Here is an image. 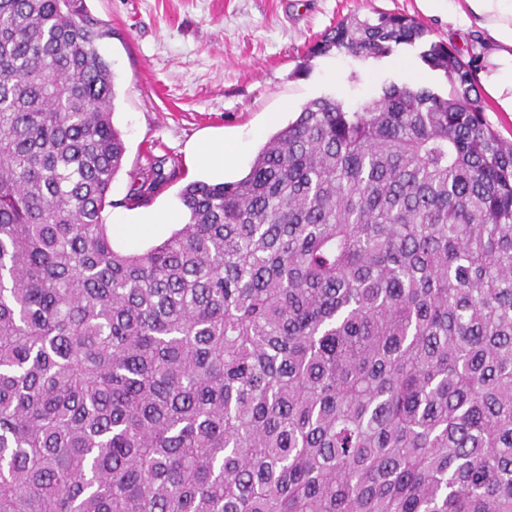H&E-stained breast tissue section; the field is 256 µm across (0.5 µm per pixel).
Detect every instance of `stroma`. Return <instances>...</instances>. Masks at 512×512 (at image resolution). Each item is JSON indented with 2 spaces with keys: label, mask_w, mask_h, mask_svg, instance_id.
Masks as SVG:
<instances>
[{
  "label": "stroma",
  "mask_w": 512,
  "mask_h": 512,
  "mask_svg": "<svg viewBox=\"0 0 512 512\" xmlns=\"http://www.w3.org/2000/svg\"><path fill=\"white\" fill-rule=\"evenodd\" d=\"M109 24L103 46L116 76L113 123L125 145L123 166L112 182L109 224L141 215L182 213L180 190L213 181L194 146L211 139L235 154L224 173H246L266 139L294 120L313 99L333 96L357 109L383 87L404 84L409 72L426 74L427 88L449 91L441 71L428 69L416 46L364 60L344 53L306 59L308 48L347 16L403 13L421 19L430 39L459 51L481 70L483 40L453 28L446 5L425 0H86ZM160 163L172 178L145 205L126 196L136 173Z\"/></svg>",
  "instance_id": "1"
}]
</instances>
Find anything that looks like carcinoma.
Returning a JSON list of instances; mask_svg holds the SVG:
<instances>
[{
  "label": "carcinoma",
  "mask_w": 512,
  "mask_h": 512,
  "mask_svg": "<svg viewBox=\"0 0 512 512\" xmlns=\"http://www.w3.org/2000/svg\"><path fill=\"white\" fill-rule=\"evenodd\" d=\"M428 34L342 19L308 57L424 44L448 94L314 99L127 253L111 29L0 0V512H512V143Z\"/></svg>",
  "instance_id": "cac0c4a2"
}]
</instances>
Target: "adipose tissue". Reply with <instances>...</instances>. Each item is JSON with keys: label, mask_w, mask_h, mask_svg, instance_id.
<instances>
[{"label": "adipose tissue", "mask_w": 512, "mask_h": 512, "mask_svg": "<svg viewBox=\"0 0 512 512\" xmlns=\"http://www.w3.org/2000/svg\"><path fill=\"white\" fill-rule=\"evenodd\" d=\"M447 7L449 24L481 33L480 85L497 111L512 114V0H448Z\"/></svg>", "instance_id": "obj_1"}]
</instances>
